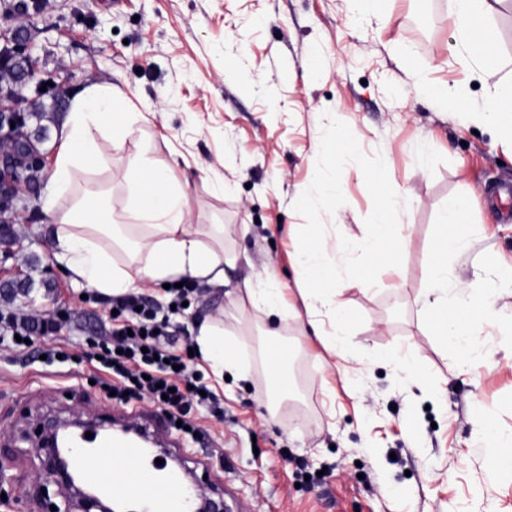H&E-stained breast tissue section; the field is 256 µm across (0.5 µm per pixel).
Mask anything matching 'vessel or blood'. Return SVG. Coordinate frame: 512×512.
I'll return each mask as SVG.
<instances>
[{
	"mask_svg": "<svg viewBox=\"0 0 512 512\" xmlns=\"http://www.w3.org/2000/svg\"><path fill=\"white\" fill-rule=\"evenodd\" d=\"M74 448L73 469L102 496L135 501L140 512H194L196 487L157 465L125 434H81Z\"/></svg>",
	"mask_w": 512,
	"mask_h": 512,
	"instance_id": "obj_1",
	"label": "vessel or blood"
}]
</instances>
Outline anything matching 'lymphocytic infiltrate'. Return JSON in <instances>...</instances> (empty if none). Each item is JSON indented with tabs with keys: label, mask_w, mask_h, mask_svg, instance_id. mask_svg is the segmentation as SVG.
<instances>
[{
	"label": "lymphocytic infiltrate",
	"mask_w": 512,
	"mask_h": 512,
	"mask_svg": "<svg viewBox=\"0 0 512 512\" xmlns=\"http://www.w3.org/2000/svg\"><path fill=\"white\" fill-rule=\"evenodd\" d=\"M187 294V289H173L166 305L145 303L134 293L110 298L111 330L86 340L88 359L99 361L106 375L100 383L103 392L144 394L159 403L170 421L185 426L191 425V412L197 406L208 407L216 418L224 416L215 394L202 393L192 357L175 353L168 341L172 308L182 305ZM60 321L54 313H0V345L26 351L28 341L55 335Z\"/></svg>",
	"instance_id": "obj_1"
}]
</instances>
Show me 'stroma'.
Wrapping results in <instances>:
<instances>
[{
    "label": "stroma",
    "instance_id": "35a3bbf8",
    "mask_svg": "<svg viewBox=\"0 0 512 512\" xmlns=\"http://www.w3.org/2000/svg\"><path fill=\"white\" fill-rule=\"evenodd\" d=\"M383 18L355 0H47L32 24L38 77L73 98L88 87L128 100L138 131L123 145L96 136L108 161L90 176L112 194L124 223L128 162L174 163L194 224L224 227L231 262L224 285L190 280L172 318L177 350L195 347L204 320L241 335L244 378L223 380L203 358V384L223 420L199 409L209 440L183 437L184 464L221 512H512V475L474 440L479 412L512 431V330L487 328L486 365L456 369L426 304L428 267L449 197L464 196L468 247L448 258V283H477L512 307V199L491 204L488 186L512 182V145L476 122L485 98L453 38L448 0H383ZM489 84L512 93V12H496ZM447 85L448 107L418 95L416 81ZM354 135L334 159L329 137ZM340 189L319 188L332 166ZM406 242L394 263L375 260L369 224L395 196ZM316 197L305 205V197ZM328 249L354 244L336 299L348 311L345 358L308 325L297 289L289 227ZM43 207L17 216L16 246L0 253V309L65 313L57 336L70 362L0 347V512H78L66 487L40 486L37 429L55 418L111 422L146 414L148 400L108 399L80 361L86 337L112 324L93 289L54 255ZM275 272L289 316L269 335L262 314L241 309L245 283ZM398 349L411 380L376 356ZM288 366V396L275 401L268 362Z\"/></svg>",
    "mask_w": 512,
    "mask_h": 512
}]
</instances>
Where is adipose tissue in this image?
I'll return each instance as SVG.
<instances>
[{
  "label": "adipose tissue",
  "mask_w": 512,
  "mask_h": 512,
  "mask_svg": "<svg viewBox=\"0 0 512 512\" xmlns=\"http://www.w3.org/2000/svg\"><path fill=\"white\" fill-rule=\"evenodd\" d=\"M503 0H448V11L454 21L457 41L466 60L475 65L476 79H483L482 66L492 37L483 28V20L496 11ZM127 102L101 96L91 88L70 102L68 117L60 130V149L44 198V211L55 226L53 247L56 258L71 279L85 283L107 296L136 291L144 284L174 280L180 277L200 279L220 285L224 282V265L229 258L224 252V227L212 224L191 227L186 209V194L175 179L173 168L165 163L139 155L129 165L130 198L125 206L128 220L142 225L137 239H127L119 225L112 222V205L102 199L97 186H86L80 199L69 208H61L59 200L72 193L79 172L92 173L104 164V158L93 139L94 133L125 141L135 134ZM467 202L450 198L440 224L444 229L434 246L430 265L428 293L432 305L442 311L444 323L441 341L446 350L455 353L462 368L478 370V339L484 331L479 323L462 324L456 309L475 293L474 285L448 292L447 256L465 249L462 217ZM128 255L124 263L112 257L113 249ZM348 262L346 248L334 252L315 245H298L295 263L297 285L305 302L308 318L326 314L333 317L335 329L324 341L330 354L340 357L345 351L343 334L348 314L335 300L331 283L338 270ZM196 345L216 375L240 374V344L226 340L224 330L213 322H203Z\"/></svg>",
  "instance_id": "ef3b65f1"
}]
</instances>
